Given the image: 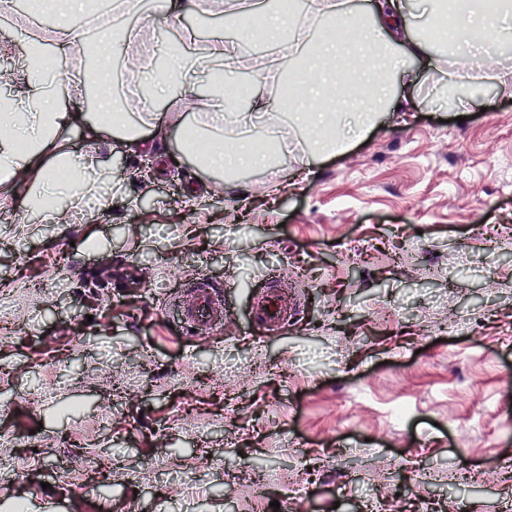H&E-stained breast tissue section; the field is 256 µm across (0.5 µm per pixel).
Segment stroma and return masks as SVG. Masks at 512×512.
<instances>
[{
	"label": "stroma",
	"instance_id": "1",
	"mask_svg": "<svg viewBox=\"0 0 512 512\" xmlns=\"http://www.w3.org/2000/svg\"><path fill=\"white\" fill-rule=\"evenodd\" d=\"M0 14V68L27 75ZM132 10L147 47L225 36ZM367 128L313 155L302 119L276 164L222 197L193 162L159 170L113 140L112 203L43 224L0 195V512H504L512 498V96L453 120L438 57ZM37 223L18 234L19 219ZM224 323L168 315L198 278ZM286 326L252 321L270 291ZM265 474L254 497L243 476Z\"/></svg>",
	"mask_w": 512,
	"mask_h": 512
}]
</instances>
